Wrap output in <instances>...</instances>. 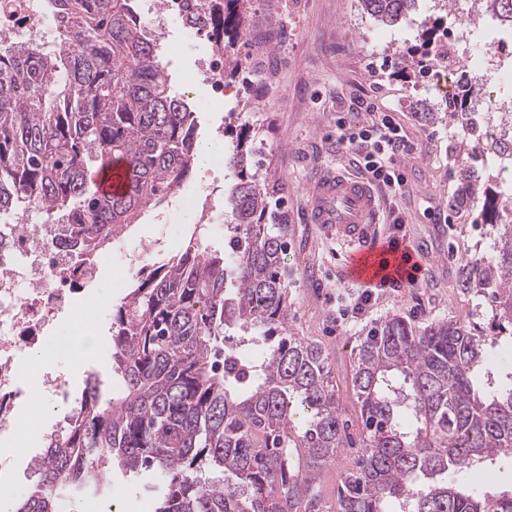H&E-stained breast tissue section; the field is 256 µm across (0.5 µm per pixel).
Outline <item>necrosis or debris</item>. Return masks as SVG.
I'll return each instance as SVG.
<instances>
[{"label":"necrosis or debris","instance_id":"necrosis-or-debris-1","mask_svg":"<svg viewBox=\"0 0 512 512\" xmlns=\"http://www.w3.org/2000/svg\"><path fill=\"white\" fill-rule=\"evenodd\" d=\"M209 0H141L140 15L158 34H166L169 20H177L190 37L207 35L216 41L222 31L209 15ZM55 32V21L41 0H0V36L7 39H46ZM495 46L484 53L477 84L485 95L488 112L486 133L502 137L508 131L493 90L503 74H512V26L498 30ZM54 224H35L28 230L10 225L5 246L0 247V437H10L21 427L16 414L28 401L23 383L24 356L43 351L46 334L56 313L68 304L72 294L91 281L101 262L111 261L124 272L142 270L158 257L155 245L137 243L119 235L111 245L88 256L82 268H75ZM42 392L62 416L51 425L52 433H64L66 414L74 407V396L65 373L47 368L41 376Z\"/></svg>","mask_w":512,"mask_h":512}]
</instances>
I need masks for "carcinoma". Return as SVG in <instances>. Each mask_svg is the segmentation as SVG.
Masks as SVG:
<instances>
[{
  "instance_id": "cac0c4a2",
  "label": "carcinoma",
  "mask_w": 512,
  "mask_h": 512,
  "mask_svg": "<svg viewBox=\"0 0 512 512\" xmlns=\"http://www.w3.org/2000/svg\"><path fill=\"white\" fill-rule=\"evenodd\" d=\"M138 0H43L47 44L0 50V214L31 209L65 227L75 265L175 194L195 164L197 114L173 89ZM246 0L212 5L228 45L246 36ZM393 26L418 0H359ZM512 24V0H473ZM465 84L449 102L466 134L495 157ZM234 174L224 193V246L190 238L152 264L112 309L105 399L90 373L64 435L44 438L37 482L13 512H58L65 495L99 496L115 477L152 478L156 512H328L320 477L347 440L346 406L321 347L288 333V225L270 209L247 131L224 128ZM124 164L126 190L98 195L92 172ZM480 200L493 254L460 262L461 287L496 299L512 325V193L478 167L459 171ZM238 334L224 348L225 333ZM489 337L462 324L375 322L353 358L361 448L337 486L336 512H512L511 491H479L483 465L512 456V365L487 367Z\"/></svg>"
}]
</instances>
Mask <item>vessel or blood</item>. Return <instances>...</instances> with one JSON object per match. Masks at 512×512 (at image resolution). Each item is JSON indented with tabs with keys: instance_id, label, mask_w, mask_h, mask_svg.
<instances>
[{
	"instance_id": "vessel-or-blood-1",
	"label": "vessel or blood",
	"mask_w": 512,
	"mask_h": 512,
	"mask_svg": "<svg viewBox=\"0 0 512 512\" xmlns=\"http://www.w3.org/2000/svg\"><path fill=\"white\" fill-rule=\"evenodd\" d=\"M94 185L112 194L124 187L123 172L113 167L99 174ZM380 206L368 176L337 169L317 179L307 208V221L327 224L337 240L349 247V276L360 284L375 286L394 282L403 286L419 281L426 273L429 257L407 245L392 248L382 244L375 226Z\"/></svg>"
}]
</instances>
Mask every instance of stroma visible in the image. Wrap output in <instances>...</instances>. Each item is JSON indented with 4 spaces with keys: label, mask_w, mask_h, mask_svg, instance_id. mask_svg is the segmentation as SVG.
Wrapping results in <instances>:
<instances>
[{
    "label": "stroma",
    "mask_w": 512,
    "mask_h": 512,
    "mask_svg": "<svg viewBox=\"0 0 512 512\" xmlns=\"http://www.w3.org/2000/svg\"><path fill=\"white\" fill-rule=\"evenodd\" d=\"M247 35L224 58L232 91L218 110L198 115V137L232 123L259 132L260 171L273 189L288 246L283 262L291 283L289 326L295 335L320 345L340 388H347L356 347L371 323L397 313L408 321H459L491 332L494 305L490 297L465 291L459 283V261L469 251L491 252L487 225L477 223V204L459 205L462 157L454 149L465 132L460 123L424 122L423 108L444 111L427 76L415 71L409 49L421 42L416 21L386 27L364 13L359 0H249ZM176 66V91L196 100H210L209 87L196 80L197 46L171 32ZM362 99L393 113L413 149L401 160L406 177L402 194L383 193L378 230L383 241L397 234L402 217L406 239L431 255L426 280L416 288H390L364 313L347 316L341 301L359 286L343 267L345 248L328 225L308 224L304 212L309 185L320 169L336 167L344 152L336 148V118L363 122L365 111L352 110ZM160 212L145 211L130 229L136 239L158 243L162 254H180L187 238L162 234ZM133 276L103 263L90 287L81 289L47 339L57 367L69 372L74 392H81L87 374H97L102 393L111 396L112 344L104 342L88 354L69 345L75 331L94 324L108 333L112 309L120 304ZM24 384L30 400L22 414L27 431L13 440L19 473L15 482L0 485V512H11L17 498L31 490L35 476L26 463L43 445L54 412L40 387L42 367L25 364ZM99 512H155L156 500L142 481H128L101 498Z\"/></svg>",
    "instance_id": "1"
}]
</instances>
